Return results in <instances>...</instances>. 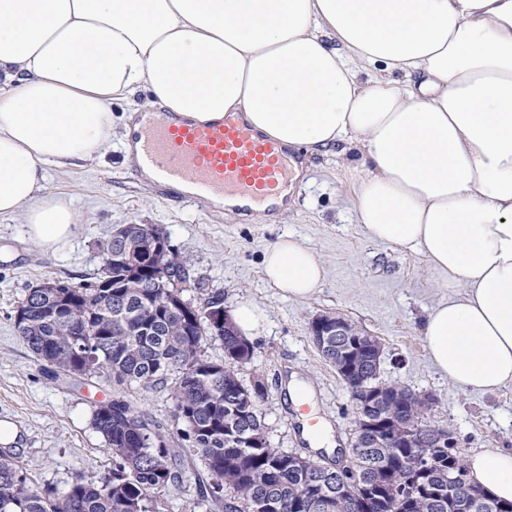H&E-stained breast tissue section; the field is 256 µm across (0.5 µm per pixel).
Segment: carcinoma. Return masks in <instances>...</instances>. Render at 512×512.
<instances>
[{
    "mask_svg": "<svg viewBox=\"0 0 512 512\" xmlns=\"http://www.w3.org/2000/svg\"><path fill=\"white\" fill-rule=\"evenodd\" d=\"M166 235L158 224H140L100 243L105 256L93 283L48 280L29 288L18 302L14 325L32 355L53 375L80 383L108 384L113 397L92 408V426L112 452V477L79 476L66 495L52 486L29 485L18 457L0 451V512H154L157 495L180 483L182 449L147 415L121 396L134 385L151 391L172 387L178 435L204 461L207 497L222 512H458L448 499V469L465 474L470 512H497L504 506L468 476L461 455L428 448V458L411 448H385L370 431L360 434L352 467L326 465L270 447L261 406L268 398L263 378L244 384L237 367L252 362L254 347L234 328L217 332L206 313L223 304L211 297L197 305L198 317L184 316V288L191 287L183 263L173 268L181 288H162L145 272L131 277L122 262L134 244ZM208 339L221 342L224 360L204 352ZM354 347L357 378L375 380L373 355L361 336ZM398 421L417 443L428 436L411 405L397 389L387 391Z\"/></svg>",
    "mask_w": 512,
    "mask_h": 512,
    "instance_id": "carcinoma-1",
    "label": "carcinoma"
}]
</instances>
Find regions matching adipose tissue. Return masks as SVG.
<instances>
[{
    "label": "adipose tissue",
    "mask_w": 512,
    "mask_h": 512,
    "mask_svg": "<svg viewBox=\"0 0 512 512\" xmlns=\"http://www.w3.org/2000/svg\"><path fill=\"white\" fill-rule=\"evenodd\" d=\"M143 90L146 111H242L288 148L359 152L358 224L453 292L423 322L434 368L512 384V0H0V218L47 253L69 239L81 215L46 168L100 157L110 102ZM262 271L294 299L326 278L293 237ZM467 465L512 502V453Z\"/></svg>",
    "instance_id": "adipose-tissue-1"
}]
</instances>
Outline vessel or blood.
I'll return each mask as SVG.
<instances>
[{"label": "vessel or blood", "instance_id": "1", "mask_svg": "<svg viewBox=\"0 0 512 512\" xmlns=\"http://www.w3.org/2000/svg\"><path fill=\"white\" fill-rule=\"evenodd\" d=\"M132 140L130 174L153 172L163 198L182 194L212 210L217 200L238 197L262 208L288 199L294 188V152L256 132L241 112L206 122L151 112Z\"/></svg>", "mask_w": 512, "mask_h": 512}]
</instances>
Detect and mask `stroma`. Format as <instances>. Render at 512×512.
Masks as SVG:
<instances>
[{
  "mask_svg": "<svg viewBox=\"0 0 512 512\" xmlns=\"http://www.w3.org/2000/svg\"><path fill=\"white\" fill-rule=\"evenodd\" d=\"M112 136L101 158L48 170L46 188L74 198L82 219L74 236L55 253L33 244L20 218L0 219V424L17 432L10 450L29 482L65 493L76 474L94 480L111 477L113 459L91 423L92 405L108 398L107 385L77 386L52 377L36 361L14 326L19 299L47 279L93 281L102 262L99 243L125 224H161L170 245L188 268L195 287L185 299L200 303L224 299L226 310L251 302L266 315L264 330L252 337L254 357L238 370L243 382L262 376L268 398L262 406L271 447L319 456L302 433V407L286 391L290 377L313 394L316 414L332 427L341 453L350 461L355 429L351 394L335 368L310 337L312 319L339 313L376 336L382 345L380 378L435 402L428 424L448 429L461 456L489 448L512 452V384L493 393L464 391L432 366L419 328L427 311L447 299L439 274L418 253L371 240L358 224L352 201L354 175L331 152L310 154L284 218L264 224L229 223L186 201L161 198L156 189L133 178L124 163L127 106H110ZM291 235L325 262L324 284L310 298L283 297L264 280L267 247ZM126 399L175 433L174 402L168 388H132ZM182 448L181 483L161 492L159 512H211L201 489L208 474L199 454Z\"/></svg>",
  "mask_w": 512,
  "mask_h": 512,
  "instance_id": "obj_1",
  "label": "stroma"
}]
</instances>
